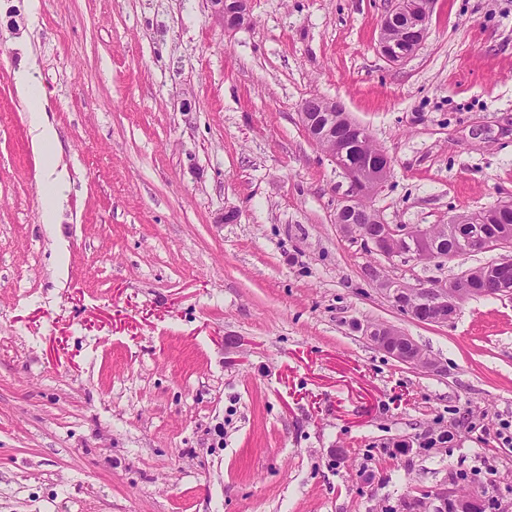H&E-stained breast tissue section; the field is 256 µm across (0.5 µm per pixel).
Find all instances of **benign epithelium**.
<instances>
[{"mask_svg":"<svg viewBox=\"0 0 512 512\" xmlns=\"http://www.w3.org/2000/svg\"><path fill=\"white\" fill-rule=\"evenodd\" d=\"M212 16L222 23L226 30L243 27L249 18L248 0H208ZM430 21L429 0H418L409 5L404 0H396L394 6L384 16L379 37L381 55L392 64H401L409 59L422 45ZM301 119L309 138L325 148L350 182L351 194L337 210L336 221L340 224H380L382 231L360 237L363 246L386 259L394 257L405 261L419 259H447L438 254L436 241L429 230L415 226L382 223V219L365 199L372 196L385 182L390 173V159L384 152L377 154L375 162L363 170L349 160L348 147L344 140L336 139V125L346 130L362 131L363 127L354 121L344 107L336 102L325 103L324 112L304 107ZM483 214L476 212L467 219L454 218L450 224L442 225L443 237L450 238L458 253L468 251L482 243L479 225ZM497 249L507 252L496 262L501 281L500 293L512 292V235L502 234ZM379 290L398 309L413 320L424 324H443L457 312L460 305L475 296L470 288V272L465 270L448 282L439 281L429 287H412L392 280L371 270ZM367 338L390 357L408 365L438 371L439 364L424 351H414L415 341L402 332L386 327L377 329L367 326ZM456 503L457 512H469L471 498L456 491L441 488L428 496V500L414 502L417 512H448V501Z\"/></svg>","mask_w":512,"mask_h":512,"instance_id":"benign-epithelium-1","label":"benign epithelium"}]
</instances>
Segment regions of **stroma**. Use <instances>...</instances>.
<instances>
[{
    "label": "stroma",
    "mask_w": 512,
    "mask_h": 512,
    "mask_svg": "<svg viewBox=\"0 0 512 512\" xmlns=\"http://www.w3.org/2000/svg\"><path fill=\"white\" fill-rule=\"evenodd\" d=\"M392 4L249 0L229 33L208 0H0V512H406L483 485L512 512V296L420 324L369 274L426 285L499 251H366L300 116L338 101L389 156L385 223L512 201V0H434L400 65L378 50ZM31 129V146L35 154L43 156L56 141V133L51 125L35 122ZM364 333L378 349L399 362L420 366L432 371H439L440 369L435 359L430 355L427 356L423 350L414 351L413 348L417 344L410 336L392 327H384L383 330L378 331L376 327L366 326ZM376 333L377 336H375Z\"/></svg>",
    "instance_id": "stroma-1"
}]
</instances>
